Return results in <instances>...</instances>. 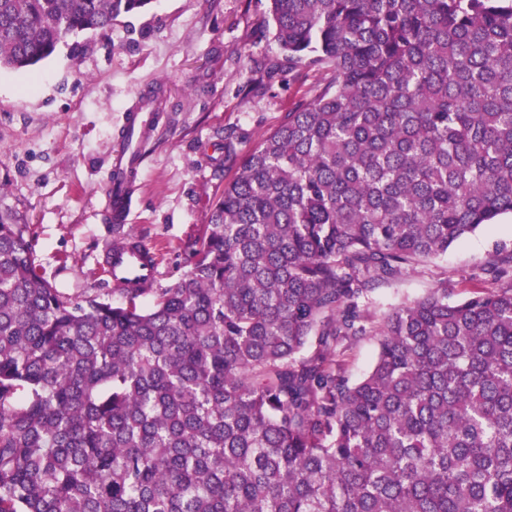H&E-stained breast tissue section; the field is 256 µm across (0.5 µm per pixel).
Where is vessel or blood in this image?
I'll use <instances>...</instances> for the list:
<instances>
[{
	"instance_id": "vessel-or-blood-1",
	"label": "vessel or blood",
	"mask_w": 512,
	"mask_h": 512,
	"mask_svg": "<svg viewBox=\"0 0 512 512\" xmlns=\"http://www.w3.org/2000/svg\"><path fill=\"white\" fill-rule=\"evenodd\" d=\"M156 107L137 99L125 112L122 136L112 152L111 173L103 188L105 207L112 223H128L133 189L139 173V149L156 129ZM106 269L112 282L129 288L154 283L158 276L155 254L135 238H122L107 249Z\"/></svg>"
}]
</instances>
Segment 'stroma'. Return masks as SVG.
Masks as SVG:
<instances>
[{"label": "stroma", "instance_id": "obj_1", "mask_svg": "<svg viewBox=\"0 0 512 512\" xmlns=\"http://www.w3.org/2000/svg\"><path fill=\"white\" fill-rule=\"evenodd\" d=\"M268 0H153L108 31L70 36L35 71L0 69V211L28 224L46 280L103 294L114 239L103 184L124 111L143 90L161 103L145 144L131 233L159 260L160 284L187 270L225 182L224 139L246 153L330 74L289 68L268 27ZM512 255V217L468 235L424 268L380 285L375 310L447 278L452 299L493 285L489 262Z\"/></svg>", "mask_w": 512, "mask_h": 512}]
</instances>
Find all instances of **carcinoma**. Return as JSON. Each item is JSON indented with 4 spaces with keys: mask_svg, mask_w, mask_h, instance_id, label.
Instances as JSON below:
<instances>
[{
    "mask_svg": "<svg viewBox=\"0 0 512 512\" xmlns=\"http://www.w3.org/2000/svg\"><path fill=\"white\" fill-rule=\"evenodd\" d=\"M152 0H0V68ZM332 80L237 158L189 268L74 298L0 212V512H512V256L382 284L512 215V0H269ZM372 335L353 383L344 355ZM512 253V217L505 215L497 224L468 235L448 252L415 272L382 284L372 294V310H387L404 299L423 296L436 278L448 277L452 300L470 297L481 288L493 287L492 275L484 268L496 258ZM378 351L377 337L360 338L346 357V374L351 381L362 379L373 365Z\"/></svg>",
    "mask_w": 512,
    "mask_h": 512,
    "instance_id": "obj_1",
    "label": "carcinoma"
}]
</instances>
